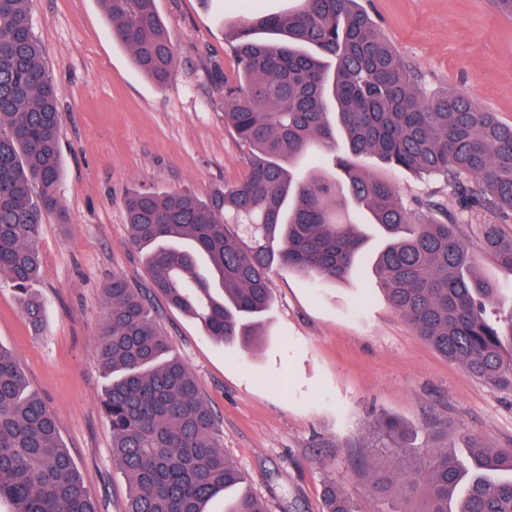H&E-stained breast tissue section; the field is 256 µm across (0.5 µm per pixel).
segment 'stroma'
<instances>
[{
    "instance_id": "stroma-1",
    "label": "stroma",
    "mask_w": 512,
    "mask_h": 512,
    "mask_svg": "<svg viewBox=\"0 0 512 512\" xmlns=\"http://www.w3.org/2000/svg\"><path fill=\"white\" fill-rule=\"evenodd\" d=\"M419 75L426 95L476 100L512 126V17L489 0H359ZM296 0H155L176 53L165 87L113 42L100 0H29L33 32L62 90L60 205L42 216L46 301L35 335L9 284L0 285V346L28 389L54 413L66 449L103 512H125L129 482L112 459L102 408L107 379L95 354L103 290L113 274L148 287L146 254L130 241L124 198L154 185L207 196L246 174L247 150L224 126V90L212 67L234 76L228 26L294 8ZM406 205L432 196L457 205L441 177L397 172L370 159ZM478 272L512 313V269L485 253L462 224ZM273 303L250 350L216 342L203 326L154 296L171 351L194 375L224 432V452L245 472L244 491L268 512H324L336 484L363 512H398L401 501L367 497L373 464L368 424L393 418L423 430L433 418L464 427L494 448L512 447V396L449 362L392 308L377 278L358 266L340 281L274 268Z\"/></svg>"
}]
</instances>
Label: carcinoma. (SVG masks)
I'll return each mask as SVG.
<instances>
[{"label": "carcinoma", "instance_id": "carcinoma-1", "mask_svg": "<svg viewBox=\"0 0 512 512\" xmlns=\"http://www.w3.org/2000/svg\"><path fill=\"white\" fill-rule=\"evenodd\" d=\"M112 40L159 86L176 57L155 0H101ZM237 78L224 81V125L248 148V172L205 198L140 188L125 198L130 240L148 249L152 291L199 320L221 343L251 348L273 302L274 264L336 281L363 259L358 224L386 238L372 271L414 334L494 391L512 395V351L488 310L496 285L475 274L460 219L428 198L405 205L359 160L443 177L460 213L512 214V127L473 99L418 91V74L358 0H300L286 12L240 21L230 34ZM61 90L32 31L28 0H0V282L40 330L44 300L42 214L59 206ZM310 151L332 155L341 178L299 168ZM478 237L512 269V232L477 224ZM150 291V292H152ZM150 292L119 273L104 289L95 350L112 374L101 399L112 458L131 488L126 512H204L245 476L185 364L168 356ZM426 440L393 419L368 426L375 459L368 497L397 498L402 512H512V449L462 432L468 463L448 445V422ZM9 512H101L62 444L57 420L28 392L0 345V502ZM326 512H361L331 485ZM227 512H267L244 493Z\"/></svg>", "mask_w": 512, "mask_h": 512}]
</instances>
